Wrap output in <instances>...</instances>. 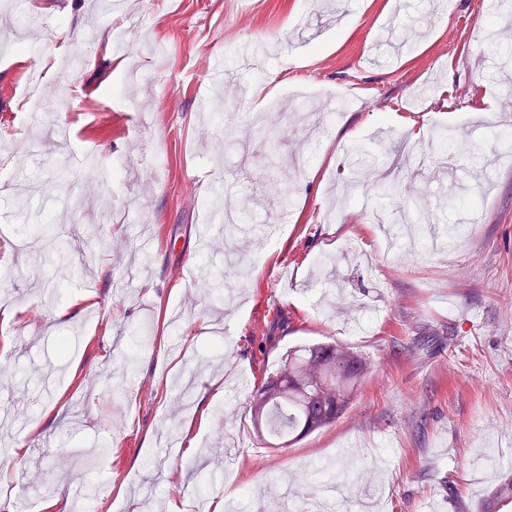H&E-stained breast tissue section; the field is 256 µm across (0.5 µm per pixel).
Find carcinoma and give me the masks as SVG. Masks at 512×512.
Listing matches in <instances>:
<instances>
[{"mask_svg":"<svg viewBox=\"0 0 512 512\" xmlns=\"http://www.w3.org/2000/svg\"><path fill=\"white\" fill-rule=\"evenodd\" d=\"M369 367L338 344H304L288 351L282 366L250 395L254 421L265 423L280 445L320 430L343 415ZM512 504V476H504L483 499L482 512Z\"/></svg>","mask_w":512,"mask_h":512,"instance_id":"obj_1","label":"carcinoma"}]
</instances>
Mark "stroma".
<instances>
[{"instance_id":"35a3bbf8","label":"stroma","mask_w":512,"mask_h":512,"mask_svg":"<svg viewBox=\"0 0 512 512\" xmlns=\"http://www.w3.org/2000/svg\"><path fill=\"white\" fill-rule=\"evenodd\" d=\"M130 2L147 27L90 0H0V41L29 48L24 64L0 53V174L14 184L0 194V303L16 310L0 324V512L89 481L91 512H192L189 487L240 512H300L332 487L338 512H477L512 471V161L472 165L440 135L472 149L512 135V111L484 109L503 97L487 71L512 67L483 48L492 27L512 48V28L480 0ZM457 18L470 52L455 61ZM92 27L126 30L124 66ZM35 69L54 71L49 97H72L37 123L19 97ZM244 92L260 122L227 119ZM412 126L438 162L407 159L388 191ZM356 147L378 159L361 182ZM116 162L122 178L99 182ZM61 169L66 194L29 196ZM218 192L252 223L207 225ZM54 239L67 265L50 260ZM328 341L366 359V381L336 423L271 447L238 377L260 385L289 348ZM182 375L214 404L165 395Z\"/></svg>"}]
</instances>
